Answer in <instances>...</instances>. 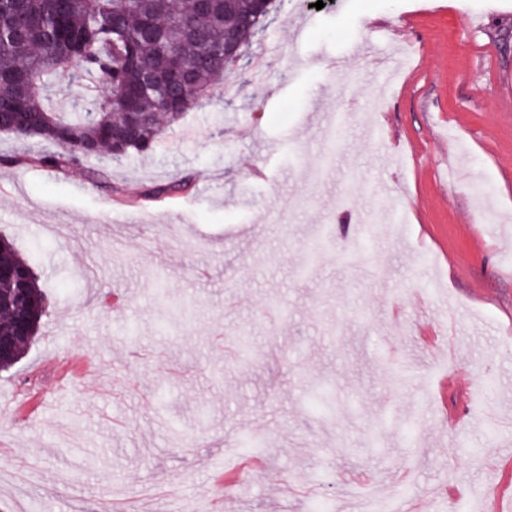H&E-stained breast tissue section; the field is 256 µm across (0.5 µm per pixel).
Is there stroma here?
<instances>
[{"label":"stroma","mask_w":512,"mask_h":512,"mask_svg":"<svg viewBox=\"0 0 512 512\" xmlns=\"http://www.w3.org/2000/svg\"><path fill=\"white\" fill-rule=\"evenodd\" d=\"M312 2L151 155L93 159L102 184L0 167V236L49 307L0 371V512L512 503V431L454 416L512 419V0Z\"/></svg>","instance_id":"1"}]
</instances>
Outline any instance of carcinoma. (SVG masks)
<instances>
[{
	"instance_id": "cac0c4a2",
	"label": "carcinoma",
	"mask_w": 512,
	"mask_h": 512,
	"mask_svg": "<svg viewBox=\"0 0 512 512\" xmlns=\"http://www.w3.org/2000/svg\"><path fill=\"white\" fill-rule=\"evenodd\" d=\"M253 0H0V130L20 141L54 147L31 159L15 153L0 164L34 162L66 171L112 142L122 156L146 155L166 125L198 106L224 75V38L247 35ZM191 71L194 94L176 111L166 108L172 69ZM66 86L87 102L76 109L55 89ZM29 313L46 314L44 291L28 261L0 238V336L13 335L12 304L19 281Z\"/></svg>"
}]
</instances>
